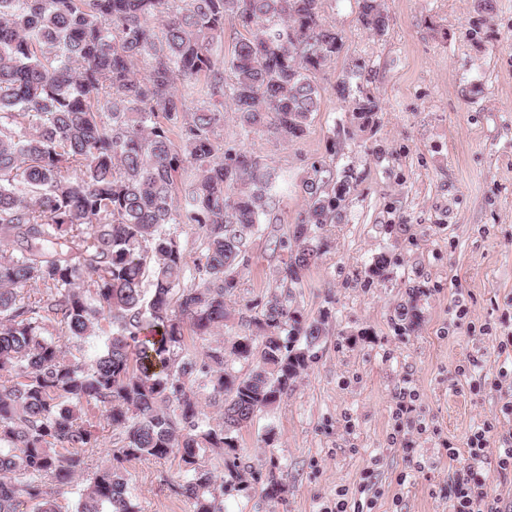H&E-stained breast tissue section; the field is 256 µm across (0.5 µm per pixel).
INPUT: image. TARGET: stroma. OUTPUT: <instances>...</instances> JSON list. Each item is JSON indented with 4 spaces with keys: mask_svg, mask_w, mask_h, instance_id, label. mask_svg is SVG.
<instances>
[{
    "mask_svg": "<svg viewBox=\"0 0 512 512\" xmlns=\"http://www.w3.org/2000/svg\"><path fill=\"white\" fill-rule=\"evenodd\" d=\"M391 18L381 37L358 19L357 0H319L344 51L314 75L321 100L307 135L282 144L240 139L224 112V138L242 140L284 172L288 194L253 237L231 306L246 311L276 286L279 252L307 200L312 165L349 172L357 189L341 223L327 226L325 252L296 291L305 316L328 312L317 356L273 408L239 436L243 490L224 493V512H453L454 473L485 422L483 473L512 500L501 470L512 428L500 377L512 336V0H381ZM352 76L381 102L362 130L337 77ZM380 252L392 264L371 280ZM419 285V328L401 331L395 309ZM272 443H265V436ZM139 512H193L175 485L179 459L127 463ZM283 499L262 494L268 473Z\"/></svg>",
    "mask_w": 512,
    "mask_h": 512,
    "instance_id": "1",
    "label": "stroma"
}]
</instances>
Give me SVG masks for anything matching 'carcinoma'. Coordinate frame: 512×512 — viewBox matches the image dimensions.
I'll return each mask as SVG.
<instances>
[{
	"instance_id": "1",
	"label": "carcinoma",
	"mask_w": 512,
	"mask_h": 512,
	"mask_svg": "<svg viewBox=\"0 0 512 512\" xmlns=\"http://www.w3.org/2000/svg\"><path fill=\"white\" fill-rule=\"evenodd\" d=\"M228 21L245 35L226 60ZM359 21L375 35L390 26L378 0H359ZM344 47L318 0H0V242L13 246L0 254V512H57L52 484L76 495L74 512H134L132 460L180 458L176 492L194 512H223L218 491L242 488L241 430L279 403L325 335L328 312L305 316L295 289L356 182L312 166L306 209L274 241L287 292L211 340L229 327L252 238L283 193L260 156L224 140V105L243 137L299 140L320 106L311 75ZM334 91L360 128L374 123L377 96L347 75ZM184 225L201 240L191 261ZM390 266L380 252L365 274ZM419 294L407 286L396 307L407 333ZM105 322L102 353L68 357L59 336L78 343ZM186 327L207 342L203 357ZM93 408L115 442L91 472ZM207 453L224 458L220 483Z\"/></svg>"
}]
</instances>
